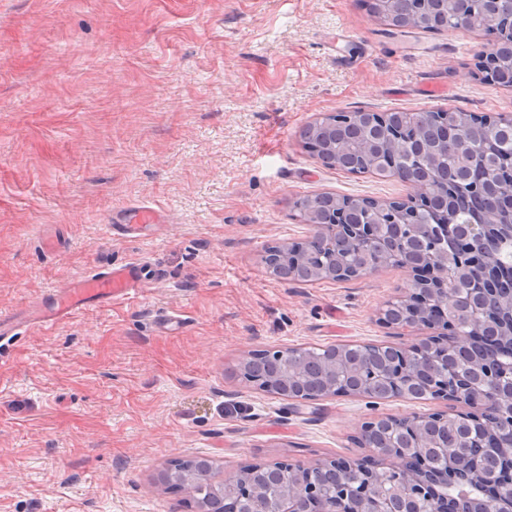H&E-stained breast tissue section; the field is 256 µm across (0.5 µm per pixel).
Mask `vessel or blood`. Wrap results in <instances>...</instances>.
I'll return each mask as SVG.
<instances>
[{
  "mask_svg": "<svg viewBox=\"0 0 512 512\" xmlns=\"http://www.w3.org/2000/svg\"><path fill=\"white\" fill-rule=\"evenodd\" d=\"M140 273L139 268L93 272L84 276L74 287H66L54 294L41 309L46 323L69 317L76 311L96 306L126 295Z\"/></svg>",
  "mask_w": 512,
  "mask_h": 512,
  "instance_id": "1",
  "label": "vessel or blood"
}]
</instances>
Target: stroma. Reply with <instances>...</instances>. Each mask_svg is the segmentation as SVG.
I'll list each match as a JSON object with an SVG mask.
<instances>
[{
  "instance_id": "35a3bbf8",
  "label": "stroma",
  "mask_w": 512,
  "mask_h": 512,
  "mask_svg": "<svg viewBox=\"0 0 512 512\" xmlns=\"http://www.w3.org/2000/svg\"><path fill=\"white\" fill-rule=\"evenodd\" d=\"M486 36L388 34L360 0H0V512H192L154 482L181 456L361 459L387 415L446 403L293 405L231 370L257 349L411 344L384 304L411 272L313 285L266 274L302 241L299 197L404 201V182L321 166L301 132L356 109L512 114ZM151 222L129 230L130 214ZM143 266L135 292L45 326L53 290Z\"/></svg>"
}]
</instances>
